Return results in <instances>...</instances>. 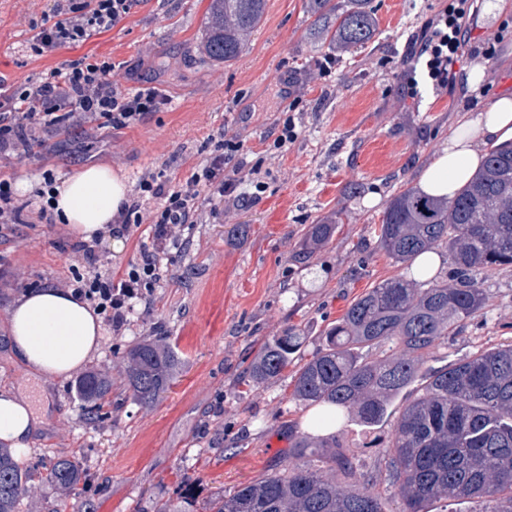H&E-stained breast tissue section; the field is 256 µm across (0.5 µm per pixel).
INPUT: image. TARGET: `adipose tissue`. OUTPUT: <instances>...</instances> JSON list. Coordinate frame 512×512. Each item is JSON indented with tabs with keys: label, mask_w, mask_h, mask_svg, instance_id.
<instances>
[{
	"label": "adipose tissue",
	"mask_w": 512,
	"mask_h": 512,
	"mask_svg": "<svg viewBox=\"0 0 512 512\" xmlns=\"http://www.w3.org/2000/svg\"><path fill=\"white\" fill-rule=\"evenodd\" d=\"M511 141V96L496 99L482 111L464 113L447 145L422 172L419 189L430 195H453L479 170L487 148ZM57 192L59 220L89 241L116 218L128 187L124 176L98 164L65 178ZM9 323L15 353L39 376L70 377L100 348L101 316L68 288L22 293L10 310ZM35 422L27 396L0 394V441L29 448Z\"/></svg>",
	"instance_id": "adipose-tissue-1"
}]
</instances>
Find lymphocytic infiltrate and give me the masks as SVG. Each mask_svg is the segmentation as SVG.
Here are the masks:
<instances>
[{
    "mask_svg": "<svg viewBox=\"0 0 512 512\" xmlns=\"http://www.w3.org/2000/svg\"><path fill=\"white\" fill-rule=\"evenodd\" d=\"M142 0H56L53 19L41 23L29 42L32 56L53 54L65 46L86 42L124 21ZM476 14L473 0H464L454 18L439 17L410 44V54L426 60L428 76L437 91H447L456 78L470 33L464 22ZM116 65L107 58L85 56L50 71L39 83L15 88L0 81V154L17 161L34 158L39 132L65 124L122 130L163 111L168 98L157 89L129 91L118 83ZM213 149L192 164L188 174L175 178L162 170H148L138 181V194L123 203L103 236L73 246L91 276L74 275L73 292L102 315L114 334L130 324L137 304L148 302L159 280V258L182 250V233L199 223L207 202L257 201L258 166L248 165L244 142L217 132ZM253 192H246V184ZM140 232L144 242L120 277L105 271L104 237Z\"/></svg>",
    "mask_w": 512,
    "mask_h": 512,
    "instance_id": "f902f5d3",
    "label": "lymphocytic infiltrate"
}]
</instances>
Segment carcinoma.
Segmentation results:
<instances>
[{"instance_id":"cac0c4a2","label":"carcinoma","mask_w":512,"mask_h":512,"mask_svg":"<svg viewBox=\"0 0 512 512\" xmlns=\"http://www.w3.org/2000/svg\"><path fill=\"white\" fill-rule=\"evenodd\" d=\"M370 0H310L318 33L338 53L371 40L378 31ZM266 0H210L200 41L211 62L228 64L246 47ZM336 232L313 224L305 245L314 250ZM378 240L397 264L443 250L451 275L436 273L420 286L384 280L350 302L325 333L322 346L300 367L297 400L346 409L365 425L385 418L402 390L420 376L426 354L485 304L478 275L512 265V145L492 150L473 178L452 198L406 189L388 203ZM305 337L293 327L264 342L249 367L250 381H273L288 368ZM376 357L362 356L363 350ZM179 358L163 337L144 340L126 355L124 379L143 408L173 384ZM79 391L96 412L109 402L112 379L83 375ZM388 480L397 486L400 512H430L441 501L494 504L512 512V343L480 350L425 377L423 392L403 409L392 446L383 451ZM305 467L280 470L210 500L207 512H383L369 480L341 448ZM44 479L66 496L82 495L79 459L61 458ZM30 476L0 444V512H20L31 493Z\"/></svg>"}]
</instances>
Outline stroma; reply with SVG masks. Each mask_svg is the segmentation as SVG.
<instances>
[{"mask_svg":"<svg viewBox=\"0 0 512 512\" xmlns=\"http://www.w3.org/2000/svg\"><path fill=\"white\" fill-rule=\"evenodd\" d=\"M454 2L371 0L378 34L336 58L311 36L308 0H267L246 50L217 67L197 49L209 0H146L113 30L45 57L32 56L28 42L32 25L52 16L54 0H0V76L8 83L39 82L88 55L120 64L124 87H156L171 99L168 109L129 129L42 132V160L0 161V175L29 180L23 199H32L47 170L61 179L108 164L132 189L149 169L171 167L184 176L174 157L197 161L207 137L221 129L244 140L248 161L263 160L265 186L258 202L225 206L223 222L207 217L187 230L185 248L162 262L150 313L135 315L125 335L104 334L88 367L111 377L112 397L95 416L75 378L33 375L10 345L15 299L29 288L64 287L80 269L74 236L65 225L39 221L32 206L0 235V392L32 397L39 418L32 450L19 463L32 477L20 512H78V503L62 504L56 487L41 478L44 466L60 458L80 459L96 512H154L157 501L187 498L203 512L211 495L233 492L287 462L310 407L293 396L297 363L273 383L252 384L247 368L259 346L292 325L307 338L301 358H310L354 298L404 275L375 233L387 204L416 187L464 113L512 95V9L479 15L473 50L447 94H434L424 60L406 61L412 39ZM489 43L497 49L491 57L484 52ZM478 62L486 74L475 91L471 68ZM325 63L331 72L323 77ZM289 95L302 100L294 113L298 136L286 152L265 159ZM372 197L378 203L371 207ZM313 224L337 230L307 255L303 244ZM479 280L483 309L438 341L424 369L512 342V267ZM159 326L178 349L181 369L163 398L145 409L132 399L122 368L128 350ZM422 387L418 379L405 388L382 422L366 426L349 415L321 440L354 452L385 512H399L401 500L384 478L381 451ZM187 474L197 480L190 491L182 483Z\"/></svg>","mask_w":512,"mask_h":512,"instance_id":"obj_1","label":"stroma"}]
</instances>
